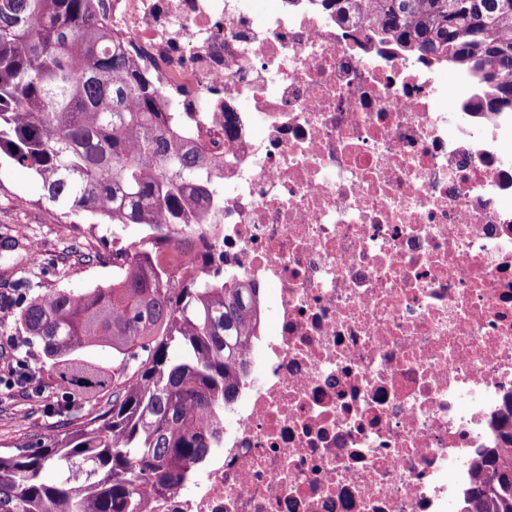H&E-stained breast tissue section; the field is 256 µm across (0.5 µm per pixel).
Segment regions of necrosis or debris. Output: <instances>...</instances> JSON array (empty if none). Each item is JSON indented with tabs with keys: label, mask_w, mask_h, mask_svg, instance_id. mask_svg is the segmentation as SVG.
Segmentation results:
<instances>
[{
	"label": "necrosis or debris",
	"mask_w": 512,
	"mask_h": 512,
	"mask_svg": "<svg viewBox=\"0 0 512 512\" xmlns=\"http://www.w3.org/2000/svg\"><path fill=\"white\" fill-rule=\"evenodd\" d=\"M224 172V275L279 290L266 359L164 512H464L512 421L511 112L323 0H108Z\"/></svg>",
	"instance_id": "1"
}]
</instances>
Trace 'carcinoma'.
<instances>
[{
	"instance_id": "1",
	"label": "carcinoma",
	"mask_w": 512,
	"mask_h": 512,
	"mask_svg": "<svg viewBox=\"0 0 512 512\" xmlns=\"http://www.w3.org/2000/svg\"><path fill=\"white\" fill-rule=\"evenodd\" d=\"M106 0H0V152L32 172L57 215L137 224L112 243V283L53 289L19 306L51 373L37 387L67 399L112 391L111 404L64 436L0 451V512H152L224 447V411L258 340L261 294L224 279L205 227L223 196L204 150L152 76L112 39ZM400 49L477 75L474 109L512 108V0H332ZM197 264L183 278L169 246ZM112 349L107 371L82 355ZM178 348L174 356L170 349ZM467 490L468 512H512V431ZM62 472L56 481L43 473Z\"/></svg>"
}]
</instances>
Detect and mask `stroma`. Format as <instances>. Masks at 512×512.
I'll return each instance as SVG.
<instances>
[{
    "label": "stroma",
    "mask_w": 512,
    "mask_h": 512,
    "mask_svg": "<svg viewBox=\"0 0 512 512\" xmlns=\"http://www.w3.org/2000/svg\"><path fill=\"white\" fill-rule=\"evenodd\" d=\"M143 234L140 226L103 224L88 218L62 219L40 201L29 170L0 163V292L9 283L27 284L26 297L55 288L80 290L112 281L111 264L82 262L85 253L111 248L113 239L127 244ZM79 253H72V246ZM41 259H29L31 247ZM59 394L34 388L0 389V446L33 434L55 435L61 428L55 410Z\"/></svg>",
    "instance_id": "1"
}]
</instances>
